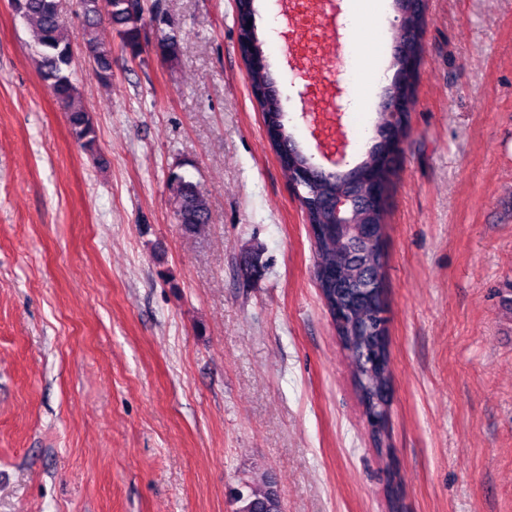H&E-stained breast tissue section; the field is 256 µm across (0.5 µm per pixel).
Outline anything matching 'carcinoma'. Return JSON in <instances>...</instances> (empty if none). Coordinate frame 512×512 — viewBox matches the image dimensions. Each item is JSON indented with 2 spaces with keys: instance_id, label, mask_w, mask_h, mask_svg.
Listing matches in <instances>:
<instances>
[{
  "instance_id": "1",
  "label": "carcinoma",
  "mask_w": 512,
  "mask_h": 512,
  "mask_svg": "<svg viewBox=\"0 0 512 512\" xmlns=\"http://www.w3.org/2000/svg\"><path fill=\"white\" fill-rule=\"evenodd\" d=\"M81 26L79 36L93 54L98 83L112 84V46L99 37V28L107 24L117 33L124 48L133 53L140 51V34L144 15L141 0H79ZM13 9L31 31L38 73L66 113L69 132L74 141L86 152L98 150V135L91 113L82 105L81 94L73 79V59L70 54L71 37L56 10V0H12ZM424 25L420 15L408 17L401 24L396 43L409 42L408 32ZM402 60L395 57L400 76L389 87L394 95L406 88H415L417 72L401 68ZM250 93L263 112L265 124L272 125L280 114V102L270 82L266 67H249ZM177 221L189 235H198L210 223L208 203L198 185L185 176H173ZM346 179L343 172H316L311 178L310 190L323 200L342 188ZM358 224H376L384 229L385 211H370L364 205L355 213ZM315 267L333 271V280L316 278L323 301L341 299L352 306L350 319L363 324L373 318V299L360 288L375 272L373 253L356 234L344 238L329 230L314 242ZM369 337L352 338L350 350L354 373L375 387L390 376V372L376 371L363 359L362 348ZM236 512H282L281 495L271 477L262 474L243 482L232 498Z\"/></svg>"
}]
</instances>
